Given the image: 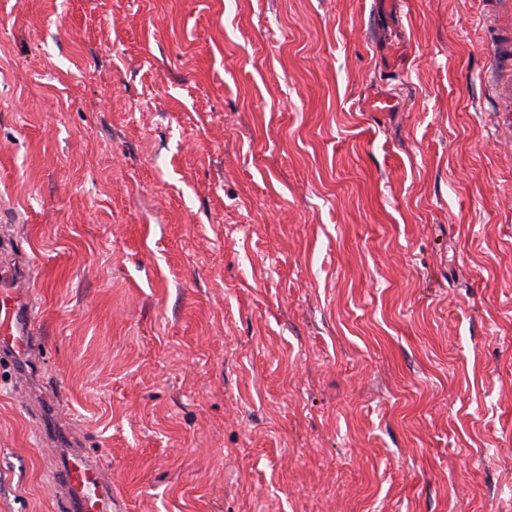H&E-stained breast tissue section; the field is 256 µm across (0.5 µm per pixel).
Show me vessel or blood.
<instances>
[{"label": "vessel or blood", "mask_w": 512, "mask_h": 512, "mask_svg": "<svg viewBox=\"0 0 512 512\" xmlns=\"http://www.w3.org/2000/svg\"><path fill=\"white\" fill-rule=\"evenodd\" d=\"M492 61L480 82L495 112H512V0H478ZM39 338L29 289L12 273L0 271V364L16 375L39 367ZM49 480L57 512H122L112 498V480L83 440H71L58 454Z\"/></svg>", "instance_id": "1"}]
</instances>
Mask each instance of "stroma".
I'll return each mask as SVG.
<instances>
[{"instance_id": "1", "label": "stroma", "mask_w": 512, "mask_h": 512, "mask_svg": "<svg viewBox=\"0 0 512 512\" xmlns=\"http://www.w3.org/2000/svg\"><path fill=\"white\" fill-rule=\"evenodd\" d=\"M483 38L475 0H0V264L124 512H512ZM13 385L0 512H55Z\"/></svg>"}]
</instances>
